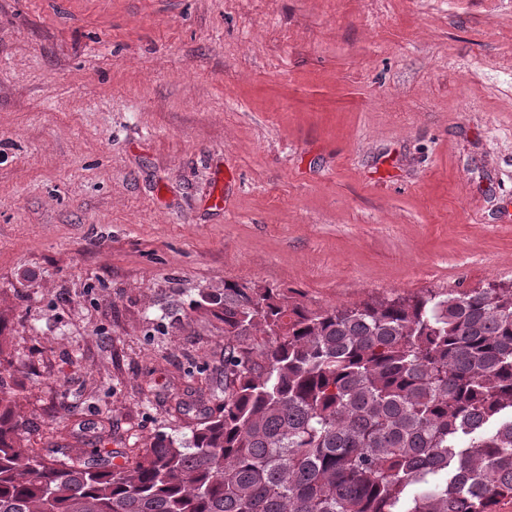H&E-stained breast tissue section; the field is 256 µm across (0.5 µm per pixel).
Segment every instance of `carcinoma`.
I'll return each instance as SVG.
<instances>
[{
    "label": "carcinoma",
    "instance_id": "carcinoma-1",
    "mask_svg": "<svg viewBox=\"0 0 512 512\" xmlns=\"http://www.w3.org/2000/svg\"><path fill=\"white\" fill-rule=\"evenodd\" d=\"M297 295L205 293L224 387L177 399L204 417L145 449L73 455L60 432L30 448L6 398L15 366H0V512H494L512 498V287L318 310Z\"/></svg>",
    "mask_w": 512,
    "mask_h": 512
}]
</instances>
